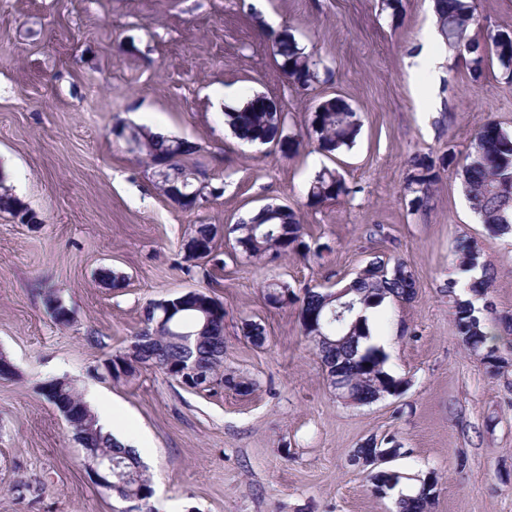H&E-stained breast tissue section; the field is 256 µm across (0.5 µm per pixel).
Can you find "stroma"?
<instances>
[{"instance_id": "1", "label": "stroma", "mask_w": 512, "mask_h": 512, "mask_svg": "<svg viewBox=\"0 0 512 512\" xmlns=\"http://www.w3.org/2000/svg\"><path fill=\"white\" fill-rule=\"evenodd\" d=\"M473 33L512 27V0H471ZM288 27L319 61L303 89L275 62L271 38ZM430 53L434 67L414 68ZM275 98L297 154L240 142L218 96ZM344 97L362 124L355 145L330 156L306 138L320 99ZM512 132V82L498 63L472 79L450 51L433 0H0V185L34 213L0 212V355L18 376L0 379V512H119L101 488L42 383L72 380L116 408L143 446L154 512H396L415 478L436 475L430 512H512V344L490 376L455 328L446 286L455 248L475 243L494 273L489 297L512 314V235H494L472 211L455 172L425 211L406 190L411 160L454 152L465 163L484 118ZM161 124L200 148V206L162 196L143 153L118 132ZM355 193L309 206L322 169ZM275 202L298 209L312 257L250 263L234 239L218 243L213 275L188 276L180 241L195 224L232 226ZM401 259L417 291L384 307L374 340L400 395L364 406L334 396L302 333L299 308L266 304L264 286L295 293L345 285L375 256ZM109 269L125 278L114 289ZM200 289L224 304V371L250 381L192 392L153 369L128 384L104 361L127 349L148 304ZM73 313L58 324L45 298ZM266 341L254 345L247 323ZM398 445L402 480L378 494L353 462L372 440Z\"/></svg>"}]
</instances>
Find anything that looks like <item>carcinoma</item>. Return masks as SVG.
<instances>
[{
    "label": "carcinoma",
    "instance_id": "1",
    "mask_svg": "<svg viewBox=\"0 0 512 512\" xmlns=\"http://www.w3.org/2000/svg\"><path fill=\"white\" fill-rule=\"evenodd\" d=\"M436 25L447 41L448 47L469 55L474 77L482 76L487 61L496 59L504 75L512 80V29H502L482 39L470 35L474 14L467 0H434ZM273 55L279 67H288L289 82L301 88L311 87L318 79L317 62L305 51L294 36L278 40L273 44ZM267 97L254 94L237 106L224 110V124L239 140L261 145H271L288 134L287 115L271 112ZM309 126L312 137L320 150L332 154L352 146L361 129L359 117L341 97L325 100L321 111L311 115ZM146 138V156L151 160H168L174 154L176 141L162 137L149 129H143ZM197 153L194 143L185 142L182 157L170 167L167 180L181 184L190 169L183 161L192 159ZM451 152L436 158L417 155L412 160V171L407 186H417L412 209L420 211L427 206L433 186L442 175L455 165ZM462 188L471 208L481 222L496 234L512 233V136L492 119H485L477 126L469 163L462 169ZM355 189L349 187L336 170L324 169L310 184L307 192L309 205L320 206L349 196ZM0 212L17 216L28 213L15 196L0 193ZM234 250L242 258L257 262L270 254L277 256L307 257L310 253L305 241L304 225L299 211L288 207L283 210L254 211L239 218L233 228ZM188 238L201 243L206 249L199 262L185 267L187 274L207 277V256L216 252L219 227L215 224H195ZM460 264L464 267L479 266V249L464 243L458 247ZM362 275H355L345 287L344 299L356 302V312L368 308H380L388 303L409 300L416 294V278L408 265L395 260L390 262L379 256L367 263ZM458 281L448 280V298L452 303L454 323L465 347L481 356L490 373H499L502 357L498 355L496 340L499 335L488 330L486 319L474 315L470 301L457 294ZM332 291L317 288L305 289L303 295H292V303L301 310L317 309L323 313L336 305L330 298ZM156 316L144 317L145 329L157 336L153 342L155 357L146 362L135 357L142 367L168 374L167 366L179 359L183 349L176 340L175 332L193 329L202 331L197 354L200 361L211 371L213 379L221 376L224 367V313H215L208 304V294L201 291L175 311L172 320L153 327ZM321 338L311 341L324 368L339 369L347 376L353 393L360 398L374 396L380 388L395 389L400 380L385 368L387 355L379 346L369 343L371 339L368 318L351 317L338 323L325 322L321 327ZM87 447L101 448L117 461L118 469H137V478L113 490V494L125 499L134 495L146 499L151 491L150 479L145 466L135 452L122 446L105 433L98 425L87 437ZM433 502L432 490L419 485L397 501V512H429Z\"/></svg>",
    "mask_w": 512,
    "mask_h": 512
}]
</instances>
